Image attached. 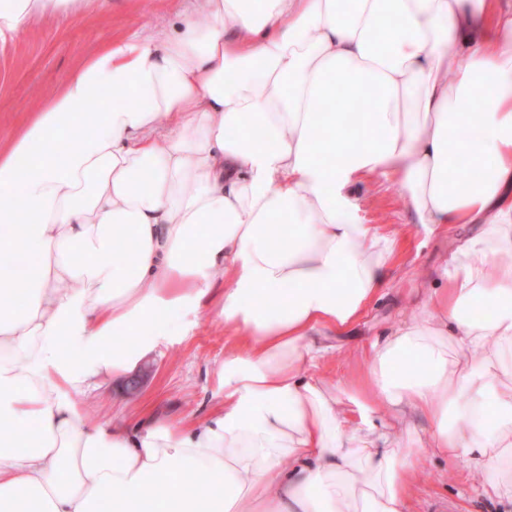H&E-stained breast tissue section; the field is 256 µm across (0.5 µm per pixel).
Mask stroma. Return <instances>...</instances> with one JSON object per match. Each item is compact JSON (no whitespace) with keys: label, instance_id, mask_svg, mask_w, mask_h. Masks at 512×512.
Masks as SVG:
<instances>
[{"label":"stroma","instance_id":"1","mask_svg":"<svg viewBox=\"0 0 512 512\" xmlns=\"http://www.w3.org/2000/svg\"><path fill=\"white\" fill-rule=\"evenodd\" d=\"M195 0H93L82 17H48L20 34L0 41V140L11 137L38 104L53 95L68 75L108 41L130 39L156 29H174ZM365 223L402 229L403 242L390 280L373 302L364 322L337 337L320 368L330 384L352 383L358 368L349 353L368 338L389 335L409 319L419 288L430 283L469 226H449L447 234H425L411 221L397 185L387 176L353 188ZM224 324L209 310L187 335L146 356L135 374L138 390L127 379L111 381L90 394L93 418L126 424L154 415L207 414L222 400L217 368L224 361ZM409 512H512V505L477 496L468 468L440 458L421 459Z\"/></svg>","mask_w":512,"mask_h":512}]
</instances>
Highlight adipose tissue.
<instances>
[{"instance_id":"adipose-tissue-1","label":"adipose tissue","mask_w":512,"mask_h":512,"mask_svg":"<svg viewBox=\"0 0 512 512\" xmlns=\"http://www.w3.org/2000/svg\"><path fill=\"white\" fill-rule=\"evenodd\" d=\"M89 2L0 0V38ZM203 3L212 26L104 45L0 143V512H407L424 454L512 502V0ZM379 175L426 230H475L330 385L320 339L399 245L358 216ZM211 304L222 406L92 420L90 388Z\"/></svg>"}]
</instances>
